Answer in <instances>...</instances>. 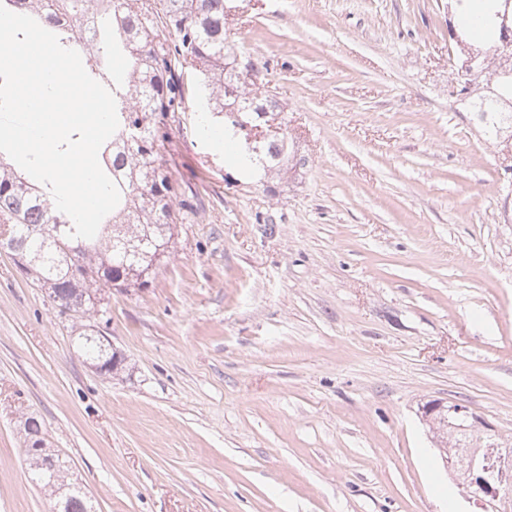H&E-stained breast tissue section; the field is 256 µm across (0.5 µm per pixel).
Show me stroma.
I'll use <instances>...</instances> for the list:
<instances>
[{
    "label": "stroma",
    "instance_id": "1",
    "mask_svg": "<svg viewBox=\"0 0 512 512\" xmlns=\"http://www.w3.org/2000/svg\"><path fill=\"white\" fill-rule=\"evenodd\" d=\"M451 0H239L303 166L273 190L178 114L164 163L193 223L93 325L0 253V512H52L21 424L95 512H475L419 407L512 441V146L451 95ZM86 336H93L90 332L82 331L78 337V349L84 360L91 364L106 362L104 366L105 374L114 373L124 362V358L118 352L112 350L102 351L101 346L94 340H89ZM23 431L27 474L31 482L50 489L52 495H55L62 485H71L66 481L65 466L58 455L51 451H45L43 454L31 452V440L38 435L44 438L42 422L36 417H27L23 423Z\"/></svg>",
    "mask_w": 512,
    "mask_h": 512
}]
</instances>
